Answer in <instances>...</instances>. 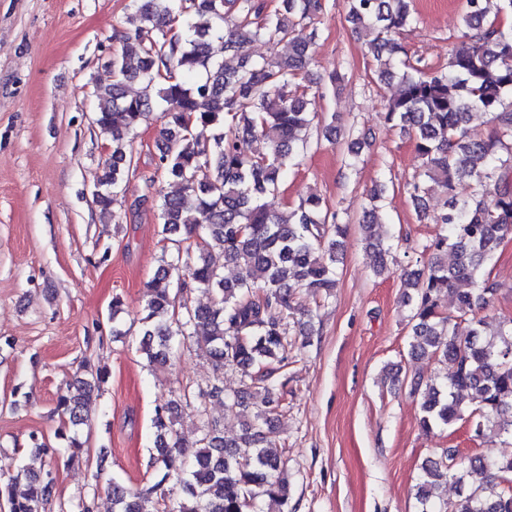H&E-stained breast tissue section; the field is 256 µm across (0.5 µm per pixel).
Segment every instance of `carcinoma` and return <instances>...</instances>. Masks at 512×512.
<instances>
[{
	"instance_id": "obj_1",
	"label": "carcinoma",
	"mask_w": 512,
	"mask_h": 512,
	"mask_svg": "<svg viewBox=\"0 0 512 512\" xmlns=\"http://www.w3.org/2000/svg\"><path fill=\"white\" fill-rule=\"evenodd\" d=\"M137 24L112 53V83L97 88L94 123L110 137L112 151L97 182L94 203L107 211L122 185L135 175L127 138L155 109H161L162 147L154 173L140 174L146 188L160 175L177 181L178 193L165 195L158 211L167 249L180 251L196 240L192 264L180 257L161 264L146 284L143 335L138 351L149 365L164 366L174 345L189 343L216 370L235 367L249 379L242 394L224 399L228 412L253 405L242 435L224 438L207 417L201 397H219L224 387L195 393L184 387L155 409L153 466L159 479L134 490L114 479L109 488L112 512H291L284 478L286 458L272 447L274 419L283 407L287 382L278 379L288 366L286 324L268 318L279 308L294 313V296L305 290L326 299L338 284L339 249L348 225L337 220L320 196L311 194L288 213L267 208L290 169L310 147L313 128L322 123L316 98L321 87L309 79L315 20L329 8L326 0H134ZM489 15L488 0H465L461 46L444 70L427 71L422 59L406 55L398 41L418 21L412 0H346V20L365 31L368 52L377 63L375 81L398 80L386 120L415 137L421 159L406 188L420 205L437 186L448 193L441 231L424 245L427 258L405 273V303L412 315L409 354L436 358L451 366L441 381L414 380L420 396L419 427L427 433L469 420L480 438L493 426L512 439V318L487 332L477 310L497 291L485 268L512 236V0H498ZM298 27L309 38L294 41L293 54L252 58L253 41L278 45L292 40ZM142 83L129 95V82ZM489 116L487 136L469 126L472 112ZM259 137L268 150L240 151L239 140ZM365 132L348 134L349 166H356ZM386 186L370 193L363 212L366 250L374 271L386 266L393 244L374 233L384 225L379 203ZM241 267L235 280L224 277L212 252ZM210 295L204 307L177 301V294ZM456 297L454 309L444 299ZM124 302L112 299V336L120 328ZM58 396L65 426L57 437L67 443L66 462L79 458L84 441L79 426L89 420L90 395L101 390L108 373L84 366ZM197 419L196 437L183 440L177 425L182 410ZM32 447L48 458L33 473L22 466L0 482V500L9 512H45L54 496L52 474L61 449L31 437ZM453 481L457 495L436 504L438 490ZM179 486L180 496L166 510L164 484ZM512 456L476 454L454 457L451 449L428 457L416 497L420 512H512Z\"/></svg>"
}]
</instances>
